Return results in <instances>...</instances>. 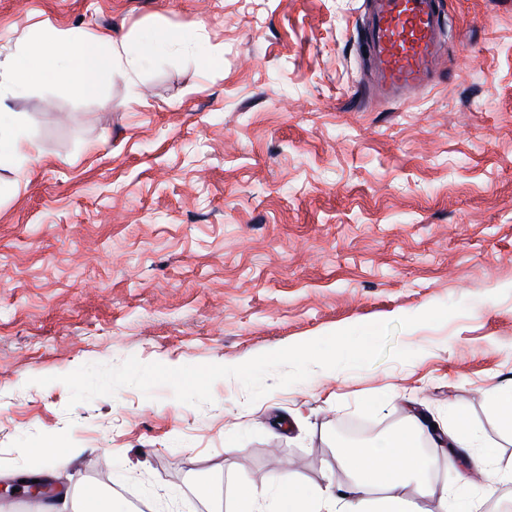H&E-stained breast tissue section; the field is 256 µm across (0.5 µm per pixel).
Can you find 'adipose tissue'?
<instances>
[{
	"label": "adipose tissue",
	"instance_id": "ef3b65f1",
	"mask_svg": "<svg viewBox=\"0 0 512 512\" xmlns=\"http://www.w3.org/2000/svg\"><path fill=\"white\" fill-rule=\"evenodd\" d=\"M192 29L152 32L138 40H112L87 33L68 37L45 31L28 38L8 65H0V159L25 168L34 158L26 145L21 122L7 101L19 92L48 82L91 96L99 82L116 74L135 72L145 53L167 50L175 43L192 40ZM428 426L420 416L364 448H346L338 466L351 474L343 500L327 490L312 488L283 470L273 471L269 483L275 489L273 512H427L406 493L411 484L428 488L433 462L419 447V436Z\"/></svg>",
	"mask_w": 512,
	"mask_h": 512
}]
</instances>
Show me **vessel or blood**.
<instances>
[{
    "label": "vessel or blood",
    "instance_id": "1",
    "mask_svg": "<svg viewBox=\"0 0 512 512\" xmlns=\"http://www.w3.org/2000/svg\"><path fill=\"white\" fill-rule=\"evenodd\" d=\"M363 25L378 97L406 102L434 82L445 40L440 0H364Z\"/></svg>",
    "mask_w": 512,
    "mask_h": 512
}]
</instances>
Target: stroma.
<instances>
[{
	"label": "stroma",
	"mask_w": 512,
	"mask_h": 512,
	"mask_svg": "<svg viewBox=\"0 0 512 512\" xmlns=\"http://www.w3.org/2000/svg\"><path fill=\"white\" fill-rule=\"evenodd\" d=\"M438 80L378 105L361 56L362 0H0V62L41 26L135 37L196 24L223 61L176 46L94 96L54 84L10 102L36 159L0 164V512L23 479L86 484L129 512H234L240 484L280 466L311 486L336 470L347 423L371 437L410 414L466 415L512 459L484 389L512 386V0H442ZM466 312L394 333L407 362L314 370L248 403L127 386L69 406L85 364L233 365L441 304ZM54 376L47 386L38 377ZM57 441L56 464L29 451ZM108 469L91 474L88 460ZM428 512H512V483L441 467Z\"/></svg>",
	"instance_id": "stroma-1"
}]
</instances>
